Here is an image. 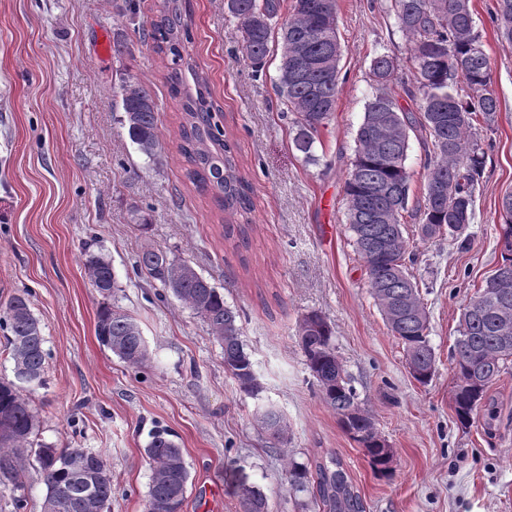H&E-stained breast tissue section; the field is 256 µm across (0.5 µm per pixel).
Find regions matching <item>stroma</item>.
<instances>
[{
    "mask_svg": "<svg viewBox=\"0 0 512 512\" xmlns=\"http://www.w3.org/2000/svg\"><path fill=\"white\" fill-rule=\"evenodd\" d=\"M495 0H471L500 101L495 126L475 118L486 151L476 217L460 237L421 239L407 222L411 267L429 316L435 373L410 375L346 224L344 184L372 95L380 53L399 67L389 84L406 109L407 41L390 0H338L343 53L336 110L308 165L294 146V116L277 95V58L252 68L224 0H190L192 54L209 77L222 125L253 187L246 246L222 238L210 196L186 177L176 149L178 105L169 60L142 46L125 0H0V303L28 292L46 339L45 383L28 390L33 445L85 448L112 476L106 512H144L154 426L174 432L189 472L182 512H239L241 486L261 485L269 512H322L291 489L283 459L337 454L367 512H512V364L488 390L487 410L461 427L452 404L451 352L466 301L501 259L498 204L512 191V44L491 19ZM126 53L113 51L116 42ZM147 77L158 104L161 152L149 160L118 123L119 79ZM149 222L140 232L134 210ZM190 261L242 315L243 340L262 391L241 392L221 345L200 317L134 268L144 246ZM108 256L111 302L133 315L149 360L134 368L97 339L102 296L85 273ZM334 330L336 354L393 450L378 475L322 401L299 346L307 313ZM280 409L288 443L271 444L257 421Z\"/></svg>",
    "mask_w": 512,
    "mask_h": 512,
    "instance_id": "obj_1",
    "label": "stroma"
}]
</instances>
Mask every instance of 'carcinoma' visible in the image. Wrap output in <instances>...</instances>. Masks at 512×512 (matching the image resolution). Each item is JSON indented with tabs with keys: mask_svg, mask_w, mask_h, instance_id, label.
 I'll return each mask as SVG.
<instances>
[{
	"mask_svg": "<svg viewBox=\"0 0 512 512\" xmlns=\"http://www.w3.org/2000/svg\"><path fill=\"white\" fill-rule=\"evenodd\" d=\"M239 21L244 56L257 70L264 67L272 48L279 51V96L295 115L293 144L309 165L319 163L315 143L320 129L336 107L342 46L336 25V0H294L292 11L278 20L280 0H225ZM391 11L399 31L408 39L411 82L403 91L420 111L417 118L388 90L396 59L380 53L371 61L375 83L358 127L355 158L345 181L346 221L357 253L364 261L371 295L392 332L405 346L412 377L426 384L435 371V355L427 339L428 317L409 267L413 254L403 235L409 212L412 173L406 165L409 132L422 133L430 143L424 162V195L413 217L418 229L435 227L458 232L475 218L476 191L485 166L486 151L473 132L472 115L479 113L492 127L500 102L492 88L491 62L476 28L470 0H392ZM493 21L501 39L512 43V0H496ZM192 23L184 0H156L153 16L137 26L141 42L170 58L166 77L178 100L179 154L188 180L211 197L221 222L251 211L250 184L240 172L232 146L215 121L221 107L211 99L208 76L192 57L183 35ZM304 50L310 65L291 67L293 55ZM120 123L139 151L150 159L160 149L158 107L149 84L137 74L120 78L117 104ZM500 238L506 240L501 264L512 266V203L499 206ZM386 239L387 252L374 245ZM85 268L94 288L112 295L116 281L112 264L103 254L89 255ZM136 269L191 309L207 325L224 350V370L240 389L260 393L254 363L244 348L240 313L224 303V295L210 279L194 270L173 280L168 256L145 246ZM491 280L463 307L453 355L452 400L457 420L470 423L486 399L487 388L512 362V348L501 346L503 318L489 296ZM13 373L44 383L45 338L30 308L28 294L14 295L0 312ZM97 335L103 346L131 366L148 359L142 330L130 314L105 302L98 314ZM298 336L305 365L319 395L336 414L343 431L363 449L380 473L390 471L391 455L338 359L334 331L317 312L303 316ZM492 376L474 382L482 369ZM272 439L285 440L287 424L276 408L260 418ZM36 428V416L17 379L0 378V497L8 498L11 512H27L22 474L25 452ZM36 460L46 493L43 512H105L112 502V478L102 456L84 448H37ZM151 477L145 505L170 500L182 507L188 469L182 448L166 429H155L146 448ZM288 482L296 492H309L323 512H366L364 500L339 456L317 460L314 468L293 460L286 463ZM267 495L257 486L241 489V512H267Z\"/></svg>",
	"mask_w": 512,
	"mask_h": 512,
	"instance_id": "cac0c4a2",
	"label": "carcinoma"
}]
</instances>
